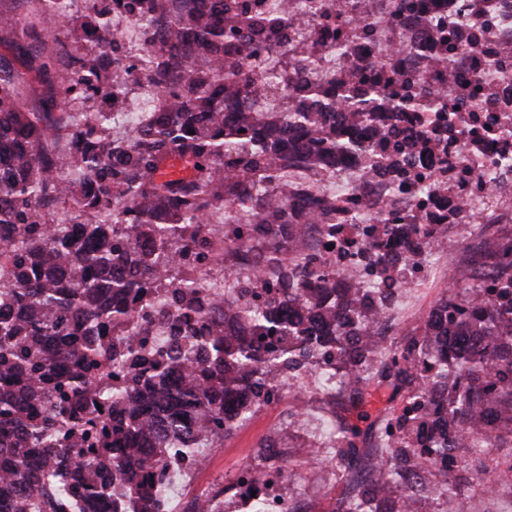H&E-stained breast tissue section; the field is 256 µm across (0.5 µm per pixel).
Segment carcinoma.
Segmentation results:
<instances>
[{"label": "carcinoma", "mask_w": 512, "mask_h": 512, "mask_svg": "<svg viewBox=\"0 0 512 512\" xmlns=\"http://www.w3.org/2000/svg\"><path fill=\"white\" fill-rule=\"evenodd\" d=\"M36 2L61 30L0 14L13 35L12 58L0 54V264L13 271L0 286V512H162L166 461L219 447L280 399L287 372L333 376L355 407L371 376L392 389L371 444L356 423L334 432L328 461L348 481L336 512L463 498L490 455L469 447L475 435L510 448L496 469L512 475V262L499 239L471 267L482 287L446 290L391 347L378 320L394 295L373 298L295 248L333 212L298 179L365 149L353 130L438 111V97H388L371 79L358 96L313 79L310 51L279 59L299 32L286 2ZM125 14L140 24L129 46L113 35ZM33 82L51 90L39 105ZM143 87L153 109L113 131ZM217 240L230 288L206 311L199 274ZM392 242L415 255L432 231L376 227L362 259L390 280ZM160 288L168 300L146 308ZM167 315L176 332L147 361L141 343ZM130 324L115 351L107 337ZM116 360L128 380L94 388ZM273 447L260 478L285 469Z\"/></svg>", "instance_id": "carcinoma-1"}]
</instances>
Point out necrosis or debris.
Masks as SVG:
<instances>
[{"label": "necrosis or debris", "instance_id": "4bbe7bcc", "mask_svg": "<svg viewBox=\"0 0 512 512\" xmlns=\"http://www.w3.org/2000/svg\"><path fill=\"white\" fill-rule=\"evenodd\" d=\"M289 0L306 43L315 45L318 80L360 84L376 77L388 92L435 91L442 112H409L367 133L368 153L305 178L309 199L334 201L333 225L311 228L307 243L337 278L385 290L360 262L372 225L433 227L432 247L412 257L402 279L412 286L453 271L463 246L512 224V0ZM441 37L447 70L427 48ZM345 54H337L335 43ZM226 491L244 508L278 512L281 481L236 471Z\"/></svg>", "mask_w": 512, "mask_h": 512}]
</instances>
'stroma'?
<instances>
[{"mask_svg":"<svg viewBox=\"0 0 512 512\" xmlns=\"http://www.w3.org/2000/svg\"><path fill=\"white\" fill-rule=\"evenodd\" d=\"M440 294L436 288H406L399 292L394 310L400 322L391 334L392 344L426 316ZM301 388H285L281 400L264 407L217 448L199 451L201 466L194 474L174 473L169 492L170 512H178L183 499L201 489L228 481L233 471L257 461L260 446L276 442L288 461L284 485L297 512H328L332 497L341 491L326 458L306 460L302 449L334 430L349 416L350 403L339 389L318 387L305 375Z\"/></svg>","mask_w":512,"mask_h":512,"instance_id":"35a3bbf8","label":"stroma"}]
</instances>
